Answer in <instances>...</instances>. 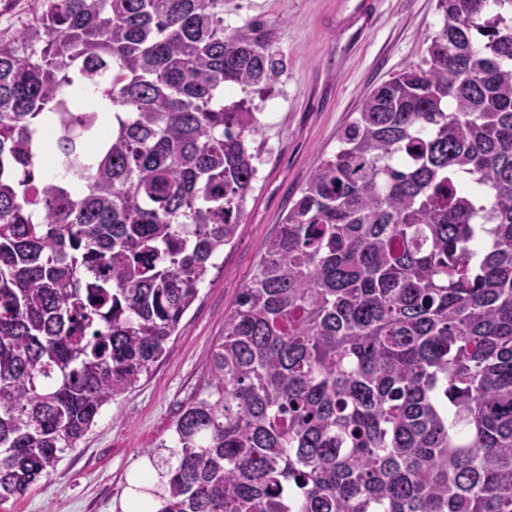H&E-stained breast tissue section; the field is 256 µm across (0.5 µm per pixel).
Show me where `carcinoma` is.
<instances>
[{
    "label": "carcinoma",
    "instance_id": "1",
    "mask_svg": "<svg viewBox=\"0 0 512 512\" xmlns=\"http://www.w3.org/2000/svg\"><path fill=\"white\" fill-rule=\"evenodd\" d=\"M438 9L148 452L156 512H512V0ZM278 74L224 0H38L0 35V504L164 354L257 174L224 91Z\"/></svg>",
    "mask_w": 512,
    "mask_h": 512
}]
</instances>
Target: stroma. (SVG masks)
<instances>
[{"label": "stroma", "instance_id": "1", "mask_svg": "<svg viewBox=\"0 0 512 512\" xmlns=\"http://www.w3.org/2000/svg\"><path fill=\"white\" fill-rule=\"evenodd\" d=\"M356 0H226V28L259 32L282 65L263 92L241 94L263 123L257 179L235 243L201 284L176 336L148 377L104 408L56 471L0 512H126L147 452L171 436L181 406L205 387L224 317L257 268L267 238L312 171L337 147L341 129L381 82L420 62L442 26L438 0H381L375 28L340 59L349 33L340 23Z\"/></svg>", "mask_w": 512, "mask_h": 512}]
</instances>
